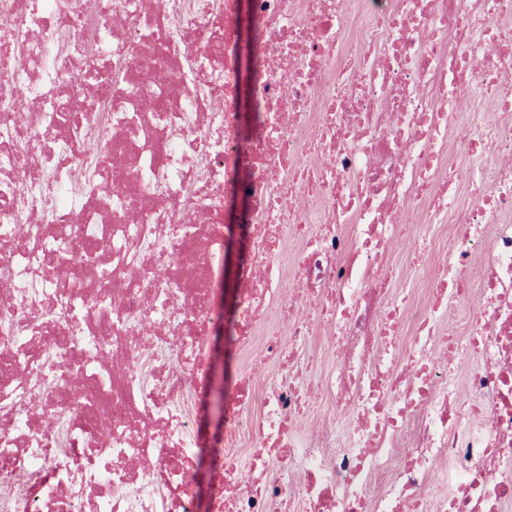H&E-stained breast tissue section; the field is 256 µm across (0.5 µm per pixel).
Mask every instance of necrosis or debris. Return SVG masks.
<instances>
[{
    "mask_svg": "<svg viewBox=\"0 0 512 512\" xmlns=\"http://www.w3.org/2000/svg\"><path fill=\"white\" fill-rule=\"evenodd\" d=\"M241 1L0 0L26 36L20 57L0 38V512H505L512 0H245L248 122ZM229 198L249 236L234 343L264 352L243 373L286 370L226 398L203 503ZM403 224L434 261L396 288L378 273ZM318 336L339 345L321 377Z\"/></svg>",
    "mask_w": 512,
    "mask_h": 512,
    "instance_id": "4bbe7bcc",
    "label": "necrosis or debris"
}]
</instances>
